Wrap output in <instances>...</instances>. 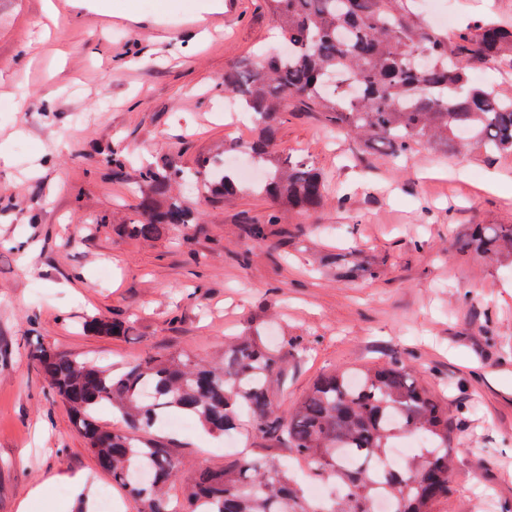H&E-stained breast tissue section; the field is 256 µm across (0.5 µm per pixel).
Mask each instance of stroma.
Instances as JSON below:
<instances>
[{"label":"stroma","instance_id":"stroma-1","mask_svg":"<svg viewBox=\"0 0 512 512\" xmlns=\"http://www.w3.org/2000/svg\"><path fill=\"white\" fill-rule=\"evenodd\" d=\"M0 0V512H45L46 485L77 512L70 481L115 512H136L100 468L31 368L35 342L121 365L146 355L223 360L225 340L262 330L289 356L281 407L294 406L322 374L398 354L448 407L454 489L436 512H512V258L459 248L477 224H512V157L493 159L415 146L403 162L336 133L315 108L288 102L283 155L322 174L325 206L312 215L267 216L274 202L250 192L208 202L182 179L174 192L198 207L203 232L130 238L139 174L170 156L193 167L223 156L255 128L216 109L221 79L257 49L281 50L264 0H220L210 37L195 18L205 0ZM133 7L138 23L123 13ZM454 28L493 17L512 24V0H442ZM120 153L121 174L104 164ZM498 191H489V184ZM262 224L254 240L247 223ZM347 253L355 275L330 263ZM91 316L127 322L124 336L83 330ZM185 476L223 468L245 451L277 463L278 441L239 432L240 448L196 421L153 427Z\"/></svg>","mask_w":512,"mask_h":512}]
</instances>
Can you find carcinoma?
Segmentation results:
<instances>
[{
  "label": "carcinoma",
  "mask_w": 512,
  "mask_h": 512,
  "mask_svg": "<svg viewBox=\"0 0 512 512\" xmlns=\"http://www.w3.org/2000/svg\"><path fill=\"white\" fill-rule=\"evenodd\" d=\"M288 54L258 55L224 72V94L258 117L248 143L269 179L249 189L234 174L216 177L220 160L197 159L205 193L232 198L248 190L272 198L280 212L311 214L326 200L319 171L273 151L285 104L317 108L339 132L407 155L414 146L435 150L461 141L487 157L512 155V93L470 82L478 65L512 66V25L483 19L454 36L421 22L412 0H265ZM425 54L429 63L415 59ZM177 169L169 161L140 173V218L127 224L134 239L159 238L199 227L198 213L172 192ZM461 249L487 255L512 251L511 224H478ZM87 329L123 336L125 322L93 319ZM288 346L274 350L254 333L224 345V362L203 365L147 355L119 369L78 358L50 344L29 353L32 369L67 406L76 432L112 481L126 488L138 512H176L169 487L181 476L175 452L145 442L141 433L164 417L189 415L213 436L235 429L249 414L252 434L283 442L297 459L331 472L348 494L323 509L305 498L288 470L243 454L220 470L201 468L189 479L183 512H374L379 495L394 512H435L453 495L448 409L430 396L414 369L395 356L380 365L337 370L320 377L282 414L275 386L287 374ZM122 414L125 428L99 425V408ZM419 435L425 444L399 468L378 469L397 440ZM147 469L153 483L131 476Z\"/></svg>",
  "instance_id": "cac0c4a2"
}]
</instances>
